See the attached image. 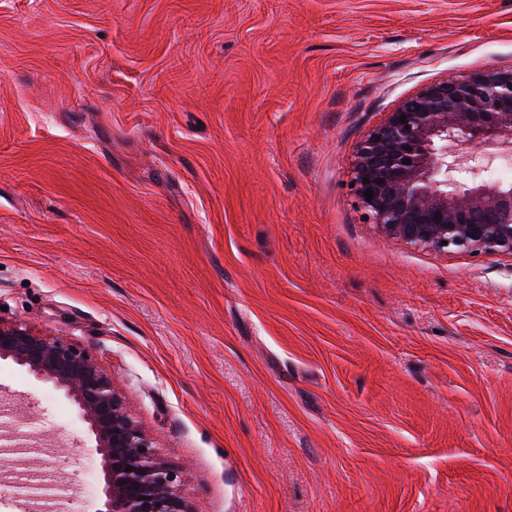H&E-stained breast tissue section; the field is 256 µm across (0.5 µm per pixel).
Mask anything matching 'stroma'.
Instances as JSON below:
<instances>
[{
  "instance_id": "35a3bbf8",
  "label": "stroma",
  "mask_w": 512,
  "mask_h": 512,
  "mask_svg": "<svg viewBox=\"0 0 512 512\" xmlns=\"http://www.w3.org/2000/svg\"><path fill=\"white\" fill-rule=\"evenodd\" d=\"M512 69V0H0V321L84 347L194 512H512V259L388 238L359 142ZM32 454L98 464L0 362Z\"/></svg>"
}]
</instances>
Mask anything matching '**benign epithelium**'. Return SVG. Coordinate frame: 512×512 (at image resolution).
Instances as JSON below:
<instances>
[{"instance_id":"benign-epithelium-1","label":"benign epithelium","mask_w":512,"mask_h":512,"mask_svg":"<svg viewBox=\"0 0 512 512\" xmlns=\"http://www.w3.org/2000/svg\"><path fill=\"white\" fill-rule=\"evenodd\" d=\"M495 141L512 142V69L481 67L432 83L359 143L351 169L356 202L383 234L415 248L512 259V184L486 179L477 166L448 177V148ZM0 361L26 369L77 408L100 456L98 512H193L181 474L157 454L119 387L84 348L24 323H0ZM37 478L26 498L57 512L61 489L48 471Z\"/></svg>"}]
</instances>
